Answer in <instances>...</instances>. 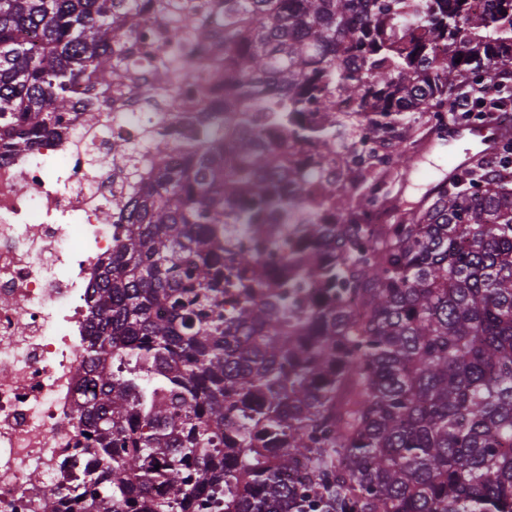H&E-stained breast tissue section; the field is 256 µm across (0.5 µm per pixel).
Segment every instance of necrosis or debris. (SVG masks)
Wrapping results in <instances>:
<instances>
[{
  "label": "necrosis or debris",
  "instance_id": "4bbe7bcc",
  "mask_svg": "<svg viewBox=\"0 0 512 512\" xmlns=\"http://www.w3.org/2000/svg\"><path fill=\"white\" fill-rule=\"evenodd\" d=\"M201 66L190 78L200 92H177L150 112L142 100L113 96L100 111L67 113V135L26 156L0 158V512H35L36 481H66L95 462L76 446L82 396L93 376L82 356L86 298L98 262L127 228L122 212L99 221L108 202L125 196L133 176L151 171L144 131L176 133L194 112L211 110L209 90L223 69L195 38L182 43ZM126 142L137 163L113 159Z\"/></svg>",
  "mask_w": 512,
  "mask_h": 512
}]
</instances>
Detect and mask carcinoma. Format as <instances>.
<instances>
[{
    "instance_id": "cac0c4a2",
    "label": "carcinoma",
    "mask_w": 512,
    "mask_h": 512,
    "mask_svg": "<svg viewBox=\"0 0 512 512\" xmlns=\"http://www.w3.org/2000/svg\"><path fill=\"white\" fill-rule=\"evenodd\" d=\"M405 7L0 0L6 154L61 138L65 112L116 87L166 95V56L146 88L125 56L142 16L175 15L169 42L209 35L224 58V117L196 113L183 150L145 131L152 178L101 211L130 228L87 302L96 465L39 483L38 512H142L159 483L150 512H512V135L385 222L353 201L384 208L417 113L468 99L512 124V0H424L414 27ZM359 126L400 138L336 169ZM312 181L344 223L308 209ZM284 234L287 274L258 250Z\"/></svg>"
}]
</instances>
